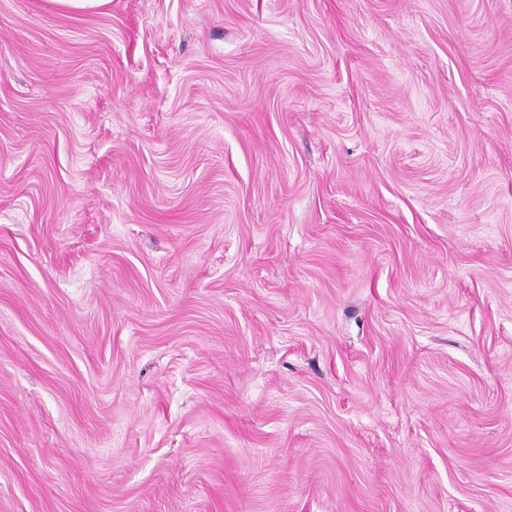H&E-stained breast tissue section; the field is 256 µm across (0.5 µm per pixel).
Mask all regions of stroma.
Wrapping results in <instances>:
<instances>
[{
	"label": "stroma",
	"mask_w": 512,
	"mask_h": 512,
	"mask_svg": "<svg viewBox=\"0 0 512 512\" xmlns=\"http://www.w3.org/2000/svg\"><path fill=\"white\" fill-rule=\"evenodd\" d=\"M0 512H512V0H0ZM59 11L66 13H101L111 0H48Z\"/></svg>",
	"instance_id": "1"
}]
</instances>
